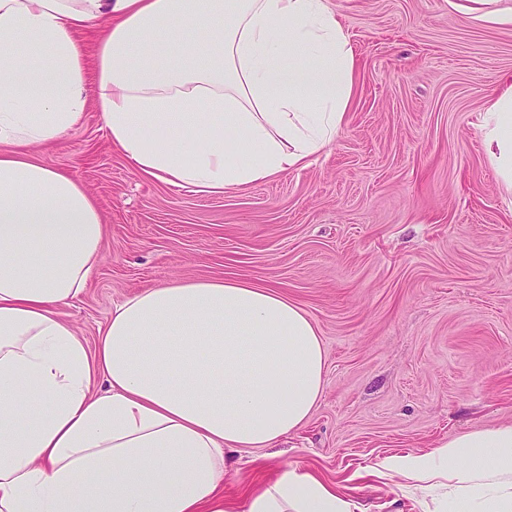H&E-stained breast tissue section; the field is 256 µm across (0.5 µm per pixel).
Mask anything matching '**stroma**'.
<instances>
[{"instance_id": "35a3bbf8", "label": "stroma", "mask_w": 512, "mask_h": 512, "mask_svg": "<svg viewBox=\"0 0 512 512\" xmlns=\"http://www.w3.org/2000/svg\"><path fill=\"white\" fill-rule=\"evenodd\" d=\"M332 6L356 58L335 143L221 196L145 179L113 150L95 105L98 28L80 33L84 122L32 155L85 185L106 236L86 291L59 312L92 346L116 303L173 279L278 287L319 330L323 393L300 431L244 452L225 497L293 464L353 512H427L379 462L512 424V195L479 130L512 76V24L461 22L450 0Z\"/></svg>"}]
</instances>
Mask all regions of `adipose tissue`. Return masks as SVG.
Wrapping results in <instances>:
<instances>
[{
	"label": "adipose tissue",
	"instance_id": "1",
	"mask_svg": "<svg viewBox=\"0 0 512 512\" xmlns=\"http://www.w3.org/2000/svg\"><path fill=\"white\" fill-rule=\"evenodd\" d=\"M453 8L512 24L500 0ZM92 23L109 140L137 174L196 193L308 166L353 94L355 52L331 0H0V512H352L288 464L243 508L224 497L237 453L275 447L322 395L318 328L276 287L168 281L117 305L92 349L59 315L87 288L104 225L82 182L30 151L84 120L77 35ZM283 56L292 66L276 67ZM481 132L510 194L512 80ZM382 467L446 482L449 512H512V424Z\"/></svg>",
	"mask_w": 512,
	"mask_h": 512
}]
</instances>
